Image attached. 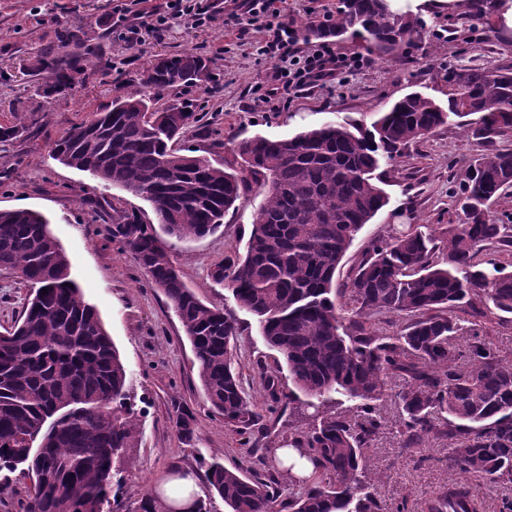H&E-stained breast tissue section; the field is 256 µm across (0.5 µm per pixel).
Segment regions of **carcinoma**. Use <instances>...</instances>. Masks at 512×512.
<instances>
[{
    "instance_id": "carcinoma-1",
    "label": "carcinoma",
    "mask_w": 512,
    "mask_h": 512,
    "mask_svg": "<svg viewBox=\"0 0 512 512\" xmlns=\"http://www.w3.org/2000/svg\"><path fill=\"white\" fill-rule=\"evenodd\" d=\"M394 0H341L336 18L304 27L308 37L364 40L394 55L419 32L420 21ZM87 57L50 51L30 72L51 99L73 86ZM208 70L193 53L165 56L135 89L71 128L53 156L107 186L136 191L155 221L116 212L120 241L174 306L194 351L203 389L227 424L246 433L259 414L244 397L235 369V310L255 318L265 342L283 358L306 399L267 375L272 412L285 400L303 418L290 446L334 481L291 477L288 499L275 484L214 460L206 482L228 512H379L370 491L365 451L381 429L374 403L398 387L395 437L411 448L430 436L448 439V469L512 482V365L486 341L483 307L512 314V273L483 258L489 245L512 257V224L492 206L512 186V151H492L465 166L457 195L462 217L444 231L447 259L433 261L436 237L392 229L354 268L349 285L335 274L362 227L390 202L376 171L402 149L453 119L479 140L512 132V72L457 68L448 81V108L413 92L364 128L348 118L308 127L291 137L256 135L233 146L228 169L174 147L187 121L203 115L185 103L163 102L166 91L193 84ZM478 114L479 121L467 117ZM265 199L243 255L211 270L227 283L235 308L206 305L185 282L160 233L183 239L213 233L250 184ZM48 220L28 209L0 210V270L32 289L21 320L0 334V471L33 480L21 512H104L111 489L122 488V463L135 447L138 418L128 406L129 373L97 311L72 284L71 266ZM399 317L387 333L374 322ZM467 334L465 351L456 348ZM363 413L336 411L342 399ZM136 512H173L158 494ZM430 512H483L464 482Z\"/></svg>"
}]
</instances>
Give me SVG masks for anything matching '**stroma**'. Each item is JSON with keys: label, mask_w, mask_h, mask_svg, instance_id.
<instances>
[{"label": "stroma", "mask_w": 512, "mask_h": 512, "mask_svg": "<svg viewBox=\"0 0 512 512\" xmlns=\"http://www.w3.org/2000/svg\"><path fill=\"white\" fill-rule=\"evenodd\" d=\"M404 2L423 22L421 37L408 41L400 54L375 58L371 68L339 83L293 94L287 108L273 111L253 94L272 72L271 62L257 52L262 32L239 33L220 17L204 29L174 20L160 33L130 42L112 26L113 0H0V126L21 128L17 138L0 142V210L31 209L48 219L52 236L70 260L73 280L98 311L131 374L140 435L123 463L126 483L116 512H132L137 498L173 470L204 477L215 456L227 468L249 467L262 479L288 486L274 457L288 446L298 419L285 404L277 413H266L265 376L274 369L277 354L244 311L237 314V368L248 403L265 414L245 439L212 411L192 346L170 301L112 238L114 211L150 220V203L54 160L55 141L110 108L154 59L183 51L207 58L211 79L167 91L165 98L191 101L203 114L202 122L184 131L180 144L216 165L232 161V144L241 139L257 134L282 138L342 117L367 124L412 92L447 104L448 72L454 68L512 70V26L498 13L473 16L463 0H435L427 8ZM66 28L86 33L93 65L79 75L72 94L48 102L36 95L29 65L42 51L60 52L59 34ZM492 148L512 151V134L490 146L446 124L382 165L378 175L390 203L349 247L336 272L337 287H346L368 249L391 228L409 225L438 236L456 222L455 181L465 162ZM264 195L249 186L211 235L167 239L181 278L205 303L232 306L229 288L215 284L210 270L244 250ZM29 295L27 283L0 271V331L20 318ZM395 400L389 394L380 402L382 428L365 452L372 491L380 512H396L400 506L405 512H428L456 478L445 462L448 444L431 438L399 448L393 432ZM181 410L194 418L189 440L174 424Z\"/></svg>", "instance_id": "obj_1"}]
</instances>
